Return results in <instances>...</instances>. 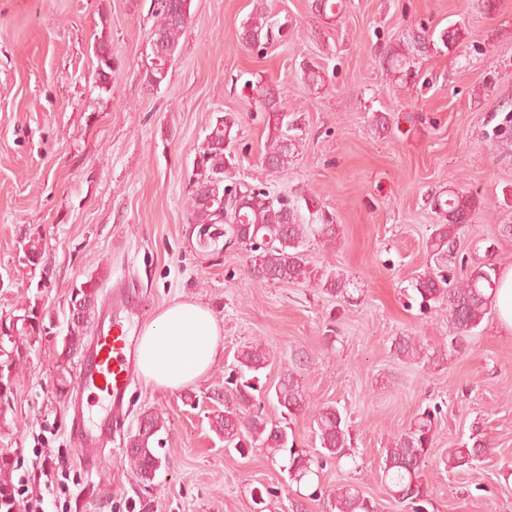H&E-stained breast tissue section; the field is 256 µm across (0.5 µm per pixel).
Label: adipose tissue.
<instances>
[{
    "mask_svg": "<svg viewBox=\"0 0 512 512\" xmlns=\"http://www.w3.org/2000/svg\"><path fill=\"white\" fill-rule=\"evenodd\" d=\"M220 336L206 307L193 301L172 304L142 328L136 342L137 368L146 382L178 390L210 370Z\"/></svg>",
    "mask_w": 512,
    "mask_h": 512,
    "instance_id": "obj_1",
    "label": "adipose tissue"
}]
</instances>
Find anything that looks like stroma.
Here are the masks:
<instances>
[{
	"label": "stroma",
	"instance_id": "1",
	"mask_svg": "<svg viewBox=\"0 0 512 512\" xmlns=\"http://www.w3.org/2000/svg\"><path fill=\"white\" fill-rule=\"evenodd\" d=\"M316 0H194L168 75L146 70L156 24L151 0H0V324L44 313L14 376L0 449L18 457L20 500L42 512H258L254 487L277 489L271 512H325L288 486L256 450L242 456L211 429L215 393L238 352L262 344L270 389L295 369L310 405L347 410L351 462L327 466L323 484L352 483L381 512H401L380 482L386 448L419 410L439 406L434 452L424 468L428 512H512V334L488 314L464 350L442 363L398 360L392 341L411 334L448 343L442 308L412 305V285L434 265L426 240L441 218L435 201L453 189L480 206L460 242L465 268L485 259L512 266V0H343L336 14ZM264 6L278 33L243 47L242 23ZM457 26L453 47L435 43L401 81L382 57L423 32ZM104 37L117 66L96 86L93 45ZM322 75L307 86L303 65ZM278 85L296 127L297 157L263 176L268 130L252 113L254 84ZM237 118L234 179L263 181L290 197L313 194L339 239H310L307 261L343 274L348 297L314 283L270 284L246 271L242 247L201 244L187 218L193 161L216 117ZM389 120L379 131L377 116ZM42 261L30 265L29 240ZM103 309L120 288L140 304L134 329L164 308L193 301L221 331L206 375L176 391L135 377L111 444L77 448L72 408L52 391L70 299L87 281ZM162 413V465L152 483L132 470L126 444L144 410ZM493 451L477 468L442 459L470 436ZM58 465L54 495L41 462ZM100 460L99 470L86 460Z\"/></svg>",
	"mask_w": 512,
	"mask_h": 512
}]
</instances>
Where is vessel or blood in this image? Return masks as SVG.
Here are the masks:
<instances>
[{"label": "vessel or blood", "instance_id": "b4317fda", "mask_svg": "<svg viewBox=\"0 0 512 512\" xmlns=\"http://www.w3.org/2000/svg\"><path fill=\"white\" fill-rule=\"evenodd\" d=\"M135 349L120 317L99 323L79 360L77 386L86 397L73 440L99 448L111 442L135 372Z\"/></svg>", "mask_w": 512, "mask_h": 512}]
</instances>
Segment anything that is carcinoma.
Here are the masks:
<instances>
[{"mask_svg":"<svg viewBox=\"0 0 512 512\" xmlns=\"http://www.w3.org/2000/svg\"><path fill=\"white\" fill-rule=\"evenodd\" d=\"M158 23L151 34V42H160L166 56L153 55L159 63H151L148 83L163 78L166 58L174 57L185 24L173 23L167 14L155 12ZM272 26L268 24L263 8L243 23L241 41L252 47L269 41ZM423 36L386 50L383 61L389 67L405 75L413 72V60L426 52ZM97 57L98 89L108 91V79L117 59L107 50L105 39L95 42ZM254 106L263 113L268 129V146L262 157V169L277 173L293 162L296 140L290 135L288 113L281 111L279 91L272 84H258L254 92ZM234 121L219 116L209 128L205 141L196 155L189 183L209 186L210 198L199 197L189 190V223L213 231L224 227V239H237L248 255L247 271L256 280L267 283H299L311 279L304 245L311 236H319L327 242L338 237L334 219L323 211L312 195H301L292 200L273 195L253 185L239 186L227 183L231 169L235 167V154L231 150V130ZM443 223L436 224L428 239L434 256L446 259L457 249L461 236L471 228L473 213L478 200L448 191L445 200H436ZM306 208L309 220L300 213ZM348 282L340 274H321L316 287L329 296L347 293ZM499 287V272L492 260H487L470 270L463 282L454 280L450 266L439 267L416 279L413 291L420 309L434 305L448 310V347L430 351L416 336H397L392 342L395 355L414 361H437L448 352H458L485 316L494 306ZM99 294L92 282L77 289L71 301L83 300L79 319L71 321L62 339L61 352L56 364L57 379L53 393L64 398L70 390L67 374L71 373L73 359L80 355L87 343L88 324ZM22 325L8 327L3 335L5 353H0V401L9 399L17 366L24 358L28 339L43 327L44 316L32 309L21 318ZM269 353L258 345L247 346L237 355V366L224 381L223 409L212 419V430L224 440V446L234 448L245 456L254 450H262L288 475V485L296 490L304 489L307 497L325 505L328 512H379L378 503L367 496L358 486L338 485L324 487L319 472L332 463H340L351 456V422L347 414L333 405L324 406L312 415L313 433L319 440L320 450L312 454L297 447L291 429V418L307 412L309 402L304 387L294 370L280 376L274 389V399L280 408L281 418L274 420L264 412L262 398L269 392L260 386V373L268 367ZM439 407H427L417 414L412 426L399 434L391 447L385 449L380 466V480L386 492L406 512H428L430 504L423 469L434 447L435 427ZM143 429L135 434L134 449L127 451L131 465L144 484H150L161 467V459L155 454L159 432L165 429V420L154 410L142 413ZM491 453L486 440L474 436L471 441L457 448L448 449L444 464L448 470H464L483 461ZM13 458L0 453V512H13L16 488L11 480Z\"/></svg>","mask_w":512,"mask_h":512,"instance_id":"1","label":"carcinoma"}]
</instances>
